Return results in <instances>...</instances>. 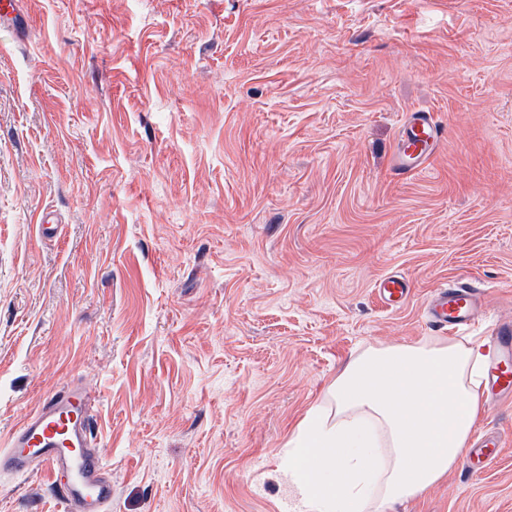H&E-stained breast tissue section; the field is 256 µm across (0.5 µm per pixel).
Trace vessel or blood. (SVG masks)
Returning <instances> with one entry per match:
<instances>
[{"label":"vessel or blood","mask_w":512,"mask_h":512,"mask_svg":"<svg viewBox=\"0 0 512 512\" xmlns=\"http://www.w3.org/2000/svg\"><path fill=\"white\" fill-rule=\"evenodd\" d=\"M445 135L432 113H411L403 124L389 171L397 180L420 170ZM381 301L404 303L411 294L407 280L390 275L377 284ZM486 302L484 291L464 285L443 286L427 301L424 317L435 327L471 324L480 317ZM490 347L488 383L500 399L512 401V317L499 319ZM94 400L87 386L73 382L51 392L27 415L0 453V469L48 470L64 512H107L112 502V482L105 476L102 453L92 445Z\"/></svg>","instance_id":"obj_1"}]
</instances>
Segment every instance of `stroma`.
<instances>
[{
    "label": "stroma",
    "mask_w": 512,
    "mask_h": 512,
    "mask_svg": "<svg viewBox=\"0 0 512 512\" xmlns=\"http://www.w3.org/2000/svg\"><path fill=\"white\" fill-rule=\"evenodd\" d=\"M23 12L0 25V449L82 382L109 512H291L290 433L356 351L483 344L512 314V0ZM417 110L445 140L396 181ZM459 281L487 314L427 327ZM476 427L502 439L490 461L383 512H512V404ZM0 512L63 510L34 470L0 473ZM376 288L379 299L388 305L403 304L411 294L408 281L399 275L384 277Z\"/></svg>",
    "instance_id": "35a3bbf8"
}]
</instances>
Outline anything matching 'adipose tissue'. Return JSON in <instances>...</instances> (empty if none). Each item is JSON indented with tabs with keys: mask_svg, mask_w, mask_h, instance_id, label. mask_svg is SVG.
Masks as SVG:
<instances>
[{
	"mask_svg": "<svg viewBox=\"0 0 512 512\" xmlns=\"http://www.w3.org/2000/svg\"><path fill=\"white\" fill-rule=\"evenodd\" d=\"M485 362L473 341L369 346L351 356L288 440L298 512H381L425 494L469 446Z\"/></svg>",
	"mask_w": 512,
	"mask_h": 512,
	"instance_id": "obj_1",
	"label": "adipose tissue"
}]
</instances>
